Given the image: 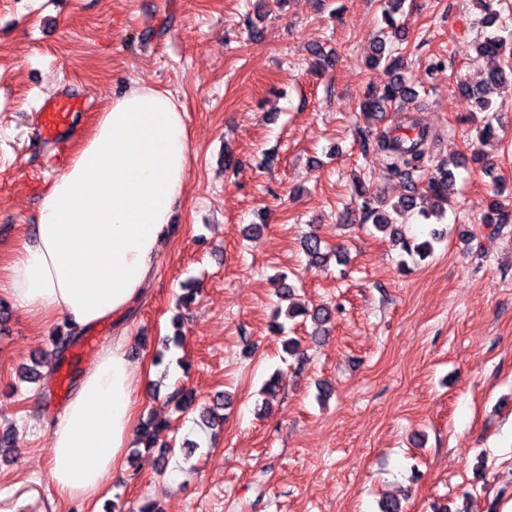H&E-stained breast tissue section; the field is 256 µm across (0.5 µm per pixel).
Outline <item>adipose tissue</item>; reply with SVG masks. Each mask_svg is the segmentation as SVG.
I'll return each mask as SVG.
<instances>
[{
	"instance_id": "ef3b65f1",
	"label": "adipose tissue",
	"mask_w": 512,
	"mask_h": 512,
	"mask_svg": "<svg viewBox=\"0 0 512 512\" xmlns=\"http://www.w3.org/2000/svg\"><path fill=\"white\" fill-rule=\"evenodd\" d=\"M186 112L173 93L117 92L80 151L44 191L33 234L0 292L32 316L83 329L142 298L173 233L189 175ZM138 420L135 369L120 336L81 375L50 426L60 497L99 495Z\"/></svg>"
}]
</instances>
